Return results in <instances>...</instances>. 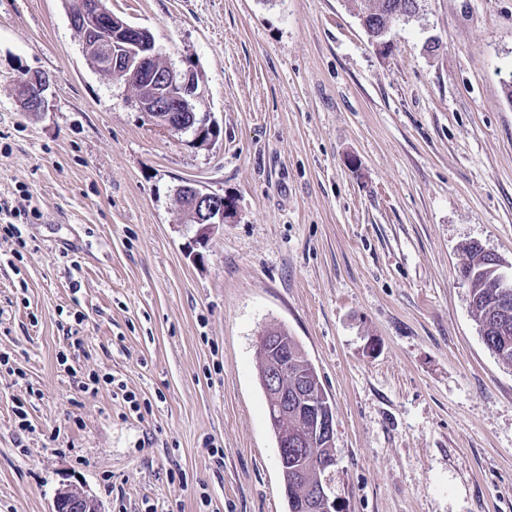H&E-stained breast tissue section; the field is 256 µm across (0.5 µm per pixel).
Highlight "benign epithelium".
Segmentation results:
<instances>
[{"instance_id":"1","label":"benign epithelium","mask_w":512,"mask_h":512,"mask_svg":"<svg viewBox=\"0 0 512 512\" xmlns=\"http://www.w3.org/2000/svg\"><path fill=\"white\" fill-rule=\"evenodd\" d=\"M70 21L83 39H88L91 34L97 35L95 44L100 47L102 53L100 72L112 76L126 68L131 71H150L149 96L145 100L137 101V104L159 129L172 133L189 130V125L185 123V115L195 111L192 104L196 90L194 71L183 70L172 64H167L162 69L150 67V64L157 60L158 52L145 50L147 43L152 41L147 31L119 21L112 14L105 12L99 3L94 5L89 0H84L79 10L70 15ZM104 28L112 30V38L98 37ZM115 43L135 45L141 49V53L136 56H122L112 51V45ZM50 81L51 78L45 74L27 76L14 87L17 101L27 102L38 109L44 108L45 92ZM235 213L233 201L195 186L188 197L184 218L186 223L198 226L196 236L203 241L220 225L232 222ZM489 256L495 268L499 270L495 290L499 311L506 314L512 307V275L502 271L504 263L496 254L491 252ZM287 357L288 354L283 353L281 360L269 363L261 377L264 393L269 399L271 416L279 417L287 413L288 409L295 408L307 416L314 436L324 439L330 445L335 444V410L326 412L319 404L307 399L304 394V383L300 384V388L291 396L281 388L284 359ZM304 439L306 436L295 432L278 431L279 453L301 447ZM335 469L336 454L333 453L324 461L303 470L307 481L310 482L308 502L311 512H338L336 486L330 482ZM66 503L71 505V512H101L93 496L76 488L59 491L55 496L52 512H58L59 506Z\"/></svg>"}]
</instances>
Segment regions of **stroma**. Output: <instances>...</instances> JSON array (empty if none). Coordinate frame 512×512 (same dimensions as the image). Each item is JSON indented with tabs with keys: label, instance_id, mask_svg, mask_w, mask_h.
Listing matches in <instances>:
<instances>
[{
	"label": "stroma",
	"instance_id": "1",
	"mask_svg": "<svg viewBox=\"0 0 512 512\" xmlns=\"http://www.w3.org/2000/svg\"><path fill=\"white\" fill-rule=\"evenodd\" d=\"M417 4L382 53L349 0H107L197 71L199 145L88 64L62 0H0V225L28 242L0 238V512H288L273 325L334 403L340 512H512V367L459 275L469 241L512 264V0ZM186 181L236 202L201 247ZM49 75H29L15 85L14 94L18 102L29 103L37 109L45 107V92L50 84ZM66 503L71 505V512H101L93 496L77 488L60 490L55 496L52 512H58L59 505Z\"/></svg>",
	"mask_w": 512,
	"mask_h": 512
}]
</instances>
